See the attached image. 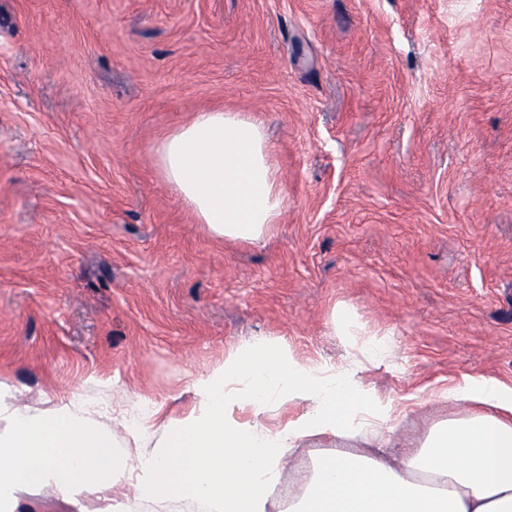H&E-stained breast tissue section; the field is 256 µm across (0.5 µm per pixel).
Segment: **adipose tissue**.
Segmentation results:
<instances>
[{
  "label": "adipose tissue",
  "instance_id": "1",
  "mask_svg": "<svg viewBox=\"0 0 512 512\" xmlns=\"http://www.w3.org/2000/svg\"><path fill=\"white\" fill-rule=\"evenodd\" d=\"M155 168L197 223L221 240L263 241L285 208L262 123L204 110L157 145ZM191 405L164 415L135 399L39 395L21 404L0 382V504L33 490L70 512H125L119 488L158 512L177 497L204 512H512V384L467 375L439 391L460 412L429 426L419 447L384 453L403 407L366 390L355 367L309 364L286 342L228 351L194 378ZM290 414L264 424L274 408ZM360 438L291 466L302 439ZM296 486L275 496L282 480Z\"/></svg>",
  "mask_w": 512,
  "mask_h": 512
}]
</instances>
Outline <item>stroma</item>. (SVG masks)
Listing matches in <instances>:
<instances>
[{"instance_id":"stroma-1","label":"stroma","mask_w":512,"mask_h":512,"mask_svg":"<svg viewBox=\"0 0 512 512\" xmlns=\"http://www.w3.org/2000/svg\"><path fill=\"white\" fill-rule=\"evenodd\" d=\"M205 109L262 121L286 195L213 238L154 152ZM416 447L465 374L512 381V0H0V380L178 412L273 334L345 364ZM332 323L334 328H337L344 331L348 336H359L362 344L366 347L364 350L365 357L367 361L371 363H383L389 356V347L386 345L379 343L376 341L377 346L370 347L369 344L374 340L370 339L366 340L364 336H376L373 334H369V332L365 329V327L356 321L355 319L350 318L348 314H340L334 312L332 314Z\"/></svg>"}]
</instances>
